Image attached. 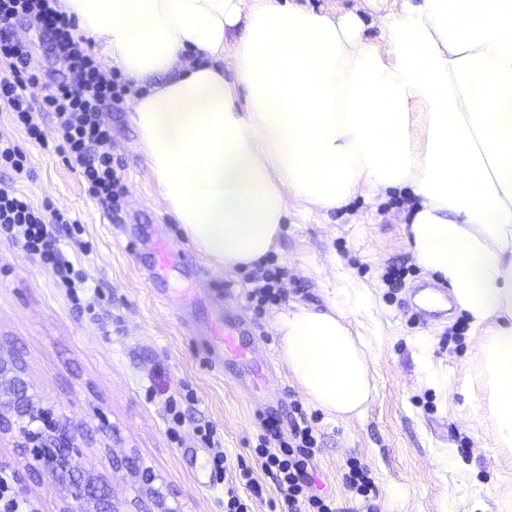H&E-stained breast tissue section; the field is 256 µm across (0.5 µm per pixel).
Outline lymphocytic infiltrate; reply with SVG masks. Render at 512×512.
I'll use <instances>...</instances> for the list:
<instances>
[{"instance_id": "lymphocytic-infiltrate-1", "label": "lymphocytic infiltrate", "mask_w": 512, "mask_h": 512, "mask_svg": "<svg viewBox=\"0 0 512 512\" xmlns=\"http://www.w3.org/2000/svg\"><path fill=\"white\" fill-rule=\"evenodd\" d=\"M55 0H0V65L7 73L0 77V112L24 130L29 139L41 146H53L68 169L78 172L89 197L112 213L119 214L125 204L126 187L120 165L107 146L112 129L103 118L106 105L119 103L130 90L119 72H103L83 38L75 34V22L54 6ZM28 16L42 23L53 34L56 51L66 59L69 80L58 83L45 95L43 111L56 119L53 136H46L33 117L27 93L39 79L30 69V50L13 34V22ZM28 172V159L21 146L0 133V237L26 254L51 266L65 287L84 288L88 277L83 270L63 260L60 237L72 218L68 212L50 203L34 205L13 187L14 178ZM280 268L268 261L258 262L251 274L250 297L255 312L280 297ZM208 447L213 448L215 472L227 475L224 485V512H252L250 499L262 490L254 476L261 467L276 487L271 501L273 512H336L329 495L317 492L313 476L319 448L313 420L301 403H293L287 425L275 417L265 418L262 432L252 453L255 465L238 462L229 466L228 457L216 429L211 425L196 428ZM250 497H243V490Z\"/></svg>"}]
</instances>
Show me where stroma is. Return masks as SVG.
<instances>
[{
    "label": "stroma",
    "mask_w": 512,
    "mask_h": 512,
    "mask_svg": "<svg viewBox=\"0 0 512 512\" xmlns=\"http://www.w3.org/2000/svg\"><path fill=\"white\" fill-rule=\"evenodd\" d=\"M315 10L358 14L362 37L383 45L376 10L362 0H297ZM17 38L30 49L39 77L31 103L45 134L54 118L41 111L43 96L68 75L49 30L29 18L14 22ZM132 102L109 105L110 149L127 186L125 206L112 217L86 195L77 172L54 152L30 141L9 118L0 131L18 141L30 159L21 188L35 203L52 202L77 218L80 245L62 239L67 260L82 268L94 287L95 308L76 305L54 271L0 239V345L16 349L39 407L54 408L85 439L83 464L111 475L116 496L129 493L125 473L113 472L110 453H133L171 494L179 512H224V484L210 471L209 451L197 440L195 423L216 428L229 460L249 457L270 400L287 420L304 395L290 378L275 329L280 307L336 304L358 333L369 357L376 391L364 412L339 419L307 404L320 436L316 487L332 496L336 512H512V450L497 447L495 421L480 409L476 379L480 333L461 309L420 322L410 290L441 276L417 267L406 243L416 204L408 189L358 196L338 211L291 205L273 257L283 267L280 306L255 316L245 294L246 269L210 263L186 239L167 211L130 120ZM165 237L186 255L161 282L150 271L155 243ZM413 267L402 288H388L389 265ZM208 294L228 290L247 328L242 342L259 341L247 382L237 366L214 369L202 340L191 335L174 310L160 300L165 291ZM465 324L456 343L448 331ZM190 391L179 442L169 438L165 393ZM368 465L376 495L370 503L343 484L347 458ZM0 462L15 471L38 512H58L63 498L27 470L10 439L0 440Z\"/></svg>",
    "instance_id": "stroma-1"
}]
</instances>
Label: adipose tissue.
<instances>
[{"label": "adipose tissue", "instance_id": "ef3b65f1", "mask_svg": "<svg viewBox=\"0 0 512 512\" xmlns=\"http://www.w3.org/2000/svg\"><path fill=\"white\" fill-rule=\"evenodd\" d=\"M59 8L105 66L151 81L132 103L141 148L168 211L216 266L268 254L291 204L328 212L409 187L413 256L482 331L496 443L512 447V0H403L382 18L381 47L354 13L293 0ZM275 327L302 393L360 415L374 386L345 317L295 305Z\"/></svg>", "mask_w": 512, "mask_h": 512}]
</instances>
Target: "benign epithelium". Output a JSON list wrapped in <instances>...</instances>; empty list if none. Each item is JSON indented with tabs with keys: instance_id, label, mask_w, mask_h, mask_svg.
I'll use <instances>...</instances> for the list:
<instances>
[{
	"instance_id": "1",
	"label": "benign epithelium",
	"mask_w": 512,
	"mask_h": 512,
	"mask_svg": "<svg viewBox=\"0 0 512 512\" xmlns=\"http://www.w3.org/2000/svg\"><path fill=\"white\" fill-rule=\"evenodd\" d=\"M34 398L23 363L15 353L0 347V435H11L16 447L29 455L38 476L65 492L59 512H148L149 500L158 512H179L168 506L167 497L154 487L155 475L141 467L134 455H112V470L131 477L133 492L130 498L116 499L110 495L107 477L82 466L83 436L65 421L41 408L38 417L44 421L43 430L38 434L25 430Z\"/></svg>"
}]
</instances>
